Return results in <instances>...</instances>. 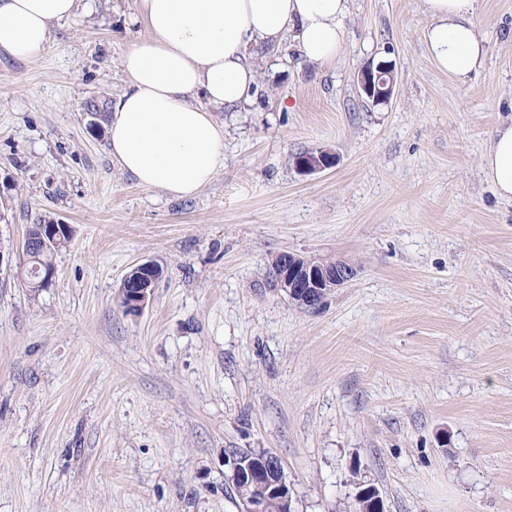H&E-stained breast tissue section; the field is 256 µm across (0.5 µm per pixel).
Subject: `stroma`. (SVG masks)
I'll list each match as a JSON object with an SVG mask.
<instances>
[{"label": "stroma", "mask_w": 512, "mask_h": 512, "mask_svg": "<svg viewBox=\"0 0 512 512\" xmlns=\"http://www.w3.org/2000/svg\"><path fill=\"white\" fill-rule=\"evenodd\" d=\"M135 0H77L42 55L0 54V512H238L226 463L277 455L295 512H512V200L485 178L512 120V0H477L488 52L464 83L429 59L423 0H352L329 67L256 47L251 102L215 113L224 162L196 195L145 187L105 122ZM393 61L388 105L357 92ZM333 167L305 175L299 154ZM72 225L53 284L25 288L29 224ZM343 257L316 309L269 273ZM163 269L144 312L117 290ZM337 161V157L327 151L311 153L298 159L296 168L305 175L314 174L331 167Z\"/></svg>", "instance_id": "35a3bbf8"}]
</instances>
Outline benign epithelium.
Instances as JSON below:
<instances>
[{"instance_id":"benign-epithelium-1","label":"benign epithelium","mask_w":512,"mask_h":512,"mask_svg":"<svg viewBox=\"0 0 512 512\" xmlns=\"http://www.w3.org/2000/svg\"><path fill=\"white\" fill-rule=\"evenodd\" d=\"M358 93L374 106L386 105L394 95L396 87L395 66L390 61H380L375 65L363 67L357 74ZM337 157L327 151L311 153L298 159L296 168L305 175L320 172L331 167ZM72 228L68 224H45L35 239L25 237L22 249L28 250L40 245L57 242L64 235H70ZM157 266L151 262L138 264L123 277L118 289V298L129 301L127 311L138 313L151 301ZM280 280L288 297L301 304L318 306L325 297L344 287L356 275L357 268L343 258L325 261L321 256H308L288 261L283 254L280 261ZM233 481L253 486V489L239 495L240 512H265L267 498L279 496L283 509H291L292 494L282 464L278 457L269 454L260 465H241L240 460H230ZM372 498L377 504V512H385L383 497L378 488L370 486L360 488L355 494V502L361 505V512H369L365 499Z\"/></svg>"}]
</instances>
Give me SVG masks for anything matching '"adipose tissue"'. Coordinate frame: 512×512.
Returning a JSON list of instances; mask_svg holds the SVG:
<instances>
[{
  "label": "adipose tissue",
  "mask_w": 512,
  "mask_h": 512,
  "mask_svg": "<svg viewBox=\"0 0 512 512\" xmlns=\"http://www.w3.org/2000/svg\"><path fill=\"white\" fill-rule=\"evenodd\" d=\"M430 60L457 82L483 63L477 0H424ZM351 0H136L148 34L122 58L126 88L108 122V146L122 170L147 187L189 197L224 161V130L214 110L234 112L253 95L252 48L295 43L303 60L327 65L346 38ZM75 0H0V52L38 58L51 25L68 19ZM205 107H197L196 98ZM481 169L497 194L512 199V122L499 126Z\"/></svg>",
  "instance_id": "adipose-tissue-1"
}]
</instances>
